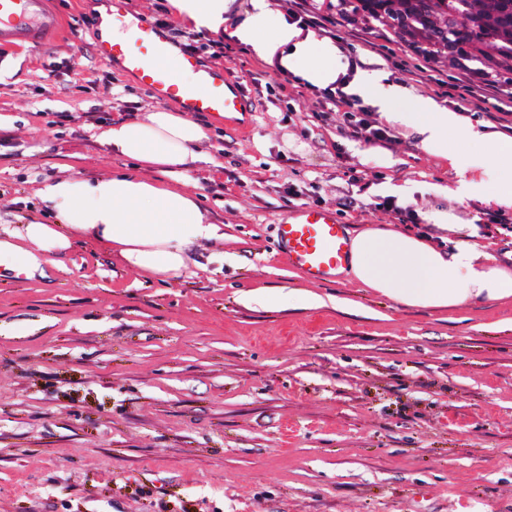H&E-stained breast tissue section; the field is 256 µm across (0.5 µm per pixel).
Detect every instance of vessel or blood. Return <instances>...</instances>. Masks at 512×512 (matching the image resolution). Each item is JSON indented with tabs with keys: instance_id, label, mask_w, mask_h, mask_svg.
<instances>
[{
	"instance_id": "1",
	"label": "vessel or blood",
	"mask_w": 512,
	"mask_h": 512,
	"mask_svg": "<svg viewBox=\"0 0 512 512\" xmlns=\"http://www.w3.org/2000/svg\"><path fill=\"white\" fill-rule=\"evenodd\" d=\"M112 26L123 37L98 32L93 50L117 64L139 86L160 100L173 101L190 113L226 122L248 112L252 104L229 70L203 67L193 53L180 50L167 31L148 20L130 18L126 0H107ZM61 18L49 0H0V47L26 50L58 36ZM281 253L289 266L314 283L335 280L346 266L350 241L335 211L303 206L275 227Z\"/></svg>"
}]
</instances>
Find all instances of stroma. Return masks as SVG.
I'll return each instance as SVG.
<instances>
[{"instance_id": "obj_1", "label": "stroma", "mask_w": 512, "mask_h": 512, "mask_svg": "<svg viewBox=\"0 0 512 512\" xmlns=\"http://www.w3.org/2000/svg\"><path fill=\"white\" fill-rule=\"evenodd\" d=\"M52 6L66 29L44 50L0 49V226L46 220L44 180L132 167L96 131L160 104L95 56L78 19L104 0ZM316 37L311 59L352 43L363 70L502 126L477 62L418 56L352 16ZM221 40L231 61L208 68L230 67L256 108L196 115L220 173L176 185L223 239L177 278L125 268L87 236L44 275L0 265V512H512V301L418 309L344 275L312 283L273 227L318 203L351 230L395 226L380 205L393 196L418 215L413 233L445 248L454 225H476L511 268L512 233L482 223L493 203L448 195L455 172L411 129L365 146L317 121L312 94L269 103L278 66ZM462 79L467 101L443 96Z\"/></svg>"}]
</instances>
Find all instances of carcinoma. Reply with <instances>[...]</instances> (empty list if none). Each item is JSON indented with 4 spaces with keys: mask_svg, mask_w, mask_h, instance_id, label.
Masks as SVG:
<instances>
[{
    "mask_svg": "<svg viewBox=\"0 0 512 512\" xmlns=\"http://www.w3.org/2000/svg\"><path fill=\"white\" fill-rule=\"evenodd\" d=\"M428 46L426 54L463 50L478 62L512 73V0H344Z\"/></svg>",
    "mask_w": 512,
    "mask_h": 512,
    "instance_id": "1",
    "label": "carcinoma"
}]
</instances>
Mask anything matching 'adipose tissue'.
<instances>
[{"mask_svg": "<svg viewBox=\"0 0 512 512\" xmlns=\"http://www.w3.org/2000/svg\"><path fill=\"white\" fill-rule=\"evenodd\" d=\"M232 2L171 0L187 23L208 33L223 29ZM235 34L252 42L270 63L287 64L284 48L292 46L302 61V76L310 83L331 84L341 71L333 53L309 62L317 44L314 33L273 20L264 0H252V10ZM360 86L387 121L410 127L427 153L447 161L459 177L458 194L512 208V138L477 127L433 99L386 84L381 72L363 73ZM401 101L409 102L410 111H397ZM96 138L118 156L133 160V167L109 176H65L42 183L36 194L53 223L34 220L17 229H0V261L34 273L51 256L71 250L76 236L87 234L123 266L178 277L189 269L193 246L223 239L221 227L210 222L195 195L171 184L179 171L206 161L199 150L207 138L202 125L181 112L155 107L136 119L111 123ZM489 163L501 172L492 184L485 180ZM457 231L446 250L406 231H357L351 238L347 272L361 285L407 307L450 309L512 300V269L496 263L473 242L472 225H458Z\"/></svg>", "mask_w": 512, "mask_h": 512, "instance_id": "1", "label": "adipose tissue"}]
</instances>
